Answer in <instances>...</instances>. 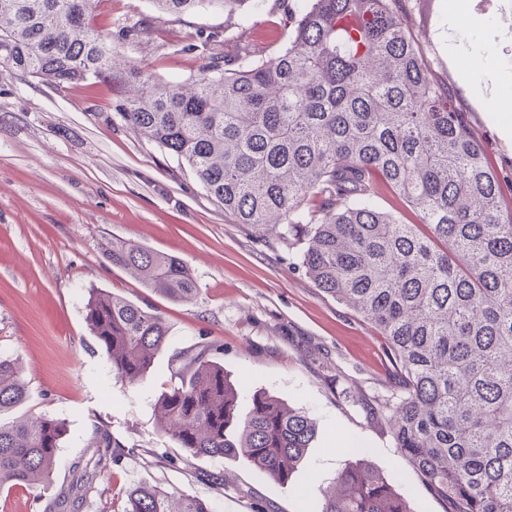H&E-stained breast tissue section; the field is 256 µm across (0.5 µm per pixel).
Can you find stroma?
<instances>
[{
  "label": "stroma",
  "instance_id": "obj_1",
  "mask_svg": "<svg viewBox=\"0 0 512 512\" xmlns=\"http://www.w3.org/2000/svg\"><path fill=\"white\" fill-rule=\"evenodd\" d=\"M280 2L178 17L150 0H100L94 25L111 39L116 62L181 82L202 69L191 49L202 32L221 30L229 53L241 42L275 51L268 31ZM452 12L460 46L453 55ZM408 19L430 76L447 84L511 184L512 138L501 124L512 104V0H465L460 11L455 0H408ZM139 21L150 35H129ZM483 43L499 71L481 69ZM115 101L108 82L65 90L0 67V355L22 365L24 411L67 429L52 479L0 491V512H48L73 467L89 463L97 421L127 452L95 471L80 512H123L128 489L138 485L201 497L215 512H321L337 472L359 457L407 492L412 512H446L399 457L389 415L378 409L399 392L384 339L314 285L298 249L235 223L187 166L123 120ZM113 240L180 258L196 297L167 300L113 267L103 252ZM96 290L157 310L167 322L165 346L138 383L112 377L87 328L85 304ZM200 342L220 345L216 359L242 392L240 412L264 390L316 421L317 436L288 483L241 461L187 456L158 429L155 402L170 384L171 358Z\"/></svg>",
  "mask_w": 512,
  "mask_h": 512
}]
</instances>
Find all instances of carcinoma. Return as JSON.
<instances>
[{"label": "carcinoma", "mask_w": 512, "mask_h": 512, "mask_svg": "<svg viewBox=\"0 0 512 512\" xmlns=\"http://www.w3.org/2000/svg\"><path fill=\"white\" fill-rule=\"evenodd\" d=\"M98 0H0V66L60 88L108 79L116 110L185 162L237 224L304 245L320 290L382 336L400 370L395 448L448 512H512V211L502 176L447 87L434 81L403 0H304L271 23L291 30L270 55L218 56L211 31L191 82L112 69L95 29ZM166 13L234 10L249 0H152ZM389 195L415 216L382 209ZM112 266L156 294L190 301L195 279L179 258L126 241L105 245ZM85 320L112 374L134 384L162 350L163 316L94 292ZM202 343L175 356L157 423L191 455L232 458L288 482L315 422L266 391L237 412L239 392ZM27 399L22 367L0 357V416ZM64 422L0 421V489L50 481ZM90 448H120L93 429ZM124 512H213L197 496L136 487ZM321 512H411L366 459L337 473Z\"/></svg>", "instance_id": "cac0c4a2"}]
</instances>
